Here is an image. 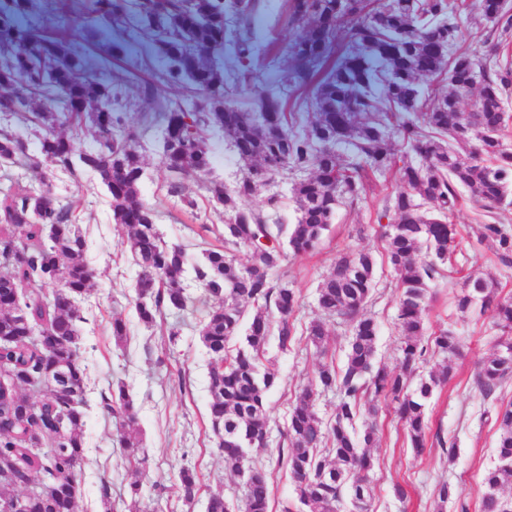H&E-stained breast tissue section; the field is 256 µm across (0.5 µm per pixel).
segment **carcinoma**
I'll return each instance as SVG.
<instances>
[{
  "label": "carcinoma",
  "instance_id": "1",
  "mask_svg": "<svg viewBox=\"0 0 512 512\" xmlns=\"http://www.w3.org/2000/svg\"><path fill=\"white\" fill-rule=\"evenodd\" d=\"M39 0H0V114L30 123L36 154L24 135L0 130V162L44 166L45 194L16 182L0 190V501L24 498L22 512H62L75 503L77 474L86 457V367L80 356L82 296L95 277L88 240L77 224L79 197L57 201L61 175L89 173L111 199L112 222L128 228L123 245L140 267L134 307L146 326L163 314L188 309L193 297L188 273L205 293L219 299L208 311L200 339L211 359L208 373L211 429L224 467L243 476L244 512H270L272 489L254 453L266 446V396L277 374L265 364V345L276 335L286 350L295 341L298 297L274 281L286 260L282 239L296 255L313 252L336 210L361 201L371 175H397L408 190L387 197L376 223L357 229L383 243L400 296L396 321L401 361L397 370L375 362L379 326L368 312L376 259L369 249L339 256L317 293L323 317L305 328L323 358L288 411L286 441L278 462L288 468L298 512H341L349 498L357 512H370L374 469L370 425L357 434L360 409L381 402L405 429L416 454L428 445H448L431 432L425 406L452 378L460 345L449 330L428 332L430 283L442 276L457 236L450 216L460 190L487 220L478 241L497 263L512 268V228L500 214L512 206V148L504 95L512 89V9L506 0H473L472 7L497 36L493 56L448 52L463 41L447 0H290L287 19L302 28L289 46L297 66V88L310 94L288 103L275 91L254 96L247 108L226 101L227 88L250 81L262 57L277 55L275 41L257 44L246 24L264 8L244 0L225 23V0H90L74 27L85 32L110 78L88 73L89 56L74 48L65 26L37 28ZM144 33L162 62L161 77L186 90L182 101L158 96L153 80L124 65L126 43L114 27ZM427 74L446 89L423 84ZM136 83L153 101L143 123L128 122L112 101ZM478 89L473 109L462 96ZM426 111H419L420 105ZM163 129L162 164L168 192L193 209L180 177L204 174L210 165L208 131L219 132L242 159L258 162L232 188L210 181L204 189L224 205L222 227L206 228L216 245L203 261L187 266L186 249L168 243L155 210L142 197L140 143L152 125ZM93 131L80 149L76 137ZM349 150L340 152V147ZM300 173L291 193L298 222L270 224L250 200L258 184L288 172ZM249 253L243 264L237 253ZM51 284L46 294L40 287ZM493 308L499 334L495 349L479 366L476 385L498 403L496 463L484 474L481 512H512V400L502 389L512 379V295L495 279H475L456 298L465 319ZM347 326L345 363L327 355L326 320ZM430 354L441 368L420 373ZM335 391L336 411L328 423L314 410L315 396ZM116 421L129 465L144 473L148 458L133 432L137 412L129 389L119 383L101 396ZM176 488L191 506L200 491L196 472L179 470Z\"/></svg>",
  "mask_w": 512,
  "mask_h": 512
}]
</instances>
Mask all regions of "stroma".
Wrapping results in <instances>:
<instances>
[{"instance_id":"35a3bbf8","label":"stroma","mask_w":512,"mask_h":512,"mask_svg":"<svg viewBox=\"0 0 512 512\" xmlns=\"http://www.w3.org/2000/svg\"><path fill=\"white\" fill-rule=\"evenodd\" d=\"M264 2L265 11L253 16L251 26L257 33H269L277 39L279 55L273 69L281 72L290 64L286 49L296 32L273 23V15L282 0ZM448 9L467 33L469 51L479 56L489 55L493 47L488 39L491 25L471 9L470 0H448ZM161 140V129L157 126L149 128L142 139V196L155 209L164 240L185 245L190 260L194 261L202 256L207 227L224 222L223 205L204 198L202 179L221 181L229 187L247 173L248 165L222 137H213L208 175L189 173L182 177L186 194L197 201L196 209L190 210L167 193L168 174L161 162ZM402 188L397 178H372L356 208L337 209L329 231L314 253L289 256L274 275L276 281L288 283L294 289L299 306L294 314L298 328L294 343L283 350L277 341H270L266 353L280 374L279 383L267 394L269 446L258 456L272 488V512H285L289 507L294 510L298 506L294 483L287 469L277 463L278 443L287 430L288 411L296 393L313 377L319 363L304 330L318 317L317 289L330 274L338 253L350 249L373 250L378 294L370 311L379 324L377 359L390 369L399 365L401 332L395 321L399 296L396 281L383 258L382 243L358 238L355 229L360 224L374 223L388 194ZM56 193L61 197L83 196L80 227L90 243L96 270L94 284L84 302L90 312L89 320L80 328L91 406L86 419L87 454L79 474L77 512H103L100 484L104 481L110 486L111 500L118 512H126L130 502L129 484L134 474L124 449L115 441L114 419L99 406L101 393L111 392L121 382L132 395L140 446L148 457L149 468L142 477L141 512H185L174 486L175 476L184 467L195 470L200 478L196 512H203L209 496L216 493L223 495L230 512H242V481L225 470L208 417L209 358L199 330L206 311L214 304L213 298L197 283H190L195 311L166 316L151 327L140 323L133 290L140 269L121 244L124 231L111 220L106 190L100 186L90 190L68 178L57 183ZM453 222L459 229L457 266L432 283L426 318L430 331L453 329L461 348L454 361L453 380L435 392L425 414L431 430L454 440L457 456L448 460L436 447L415 454L393 412L379 409L378 444L372 450L377 463L370 474L374 488L371 512H434L433 489L445 481L454 486L456 497L469 503L470 512H479L484 492L482 475L494 463L495 418L489 412V402L483 400L475 384L478 364L494 349L497 336L494 317L488 310L458 320L454 297L467 278L488 275L496 277L512 293V271L498 268L488 245L478 243L479 221L471 201H460ZM116 316L130 324L129 336L120 344L110 332V322ZM173 327L180 330L179 340L174 344L168 336ZM397 483L407 489V500L395 497L393 486Z\"/></svg>"}]
</instances>
